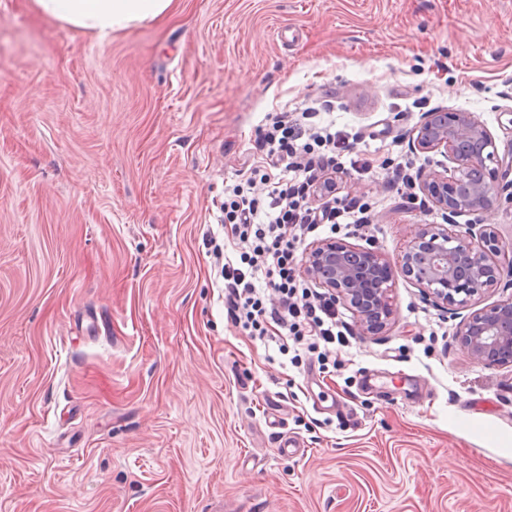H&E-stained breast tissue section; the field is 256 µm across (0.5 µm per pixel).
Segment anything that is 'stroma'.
Returning a JSON list of instances; mask_svg holds the SVG:
<instances>
[{
    "label": "stroma",
    "instance_id": "obj_1",
    "mask_svg": "<svg viewBox=\"0 0 512 512\" xmlns=\"http://www.w3.org/2000/svg\"><path fill=\"white\" fill-rule=\"evenodd\" d=\"M327 94L373 218L315 236L397 258L443 221L385 189L446 166L424 112L512 146V0H175L102 42L0 0V512H512V368L421 288L322 363L227 312L224 188Z\"/></svg>",
    "mask_w": 512,
    "mask_h": 512
}]
</instances>
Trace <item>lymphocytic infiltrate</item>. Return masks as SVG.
<instances>
[{
    "label": "lymphocytic infiltrate",
    "instance_id": "1",
    "mask_svg": "<svg viewBox=\"0 0 512 512\" xmlns=\"http://www.w3.org/2000/svg\"><path fill=\"white\" fill-rule=\"evenodd\" d=\"M317 108L280 115L263 131L260 165L224 194V221L249 242L240 264L224 265V294L236 322L280 351L319 339L345 345L334 299L298 280V252L309 233L343 221L364 224L368 208L354 198L337 200L336 154L343 140L313 129Z\"/></svg>",
    "mask_w": 512,
    "mask_h": 512
}]
</instances>
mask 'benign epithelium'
<instances>
[{
    "label": "benign epithelium",
    "instance_id": "benign-epithelium-1",
    "mask_svg": "<svg viewBox=\"0 0 512 512\" xmlns=\"http://www.w3.org/2000/svg\"><path fill=\"white\" fill-rule=\"evenodd\" d=\"M411 141L448 159L443 171L419 178L420 190L448 223L421 225L395 262L376 248L315 240L306 248L302 275L354 312L362 336L392 320V291L402 276L460 319L458 342L473 360L489 369L512 367V294L474 308L486 293L512 288V240L482 222L494 203H512V183L489 167L512 171V159L499 156L493 135L470 112H425ZM463 215L470 220L461 224Z\"/></svg>",
    "mask_w": 512,
    "mask_h": 512
}]
</instances>
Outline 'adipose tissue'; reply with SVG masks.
Returning a JSON list of instances; mask_svg holds the SVG:
<instances>
[{"mask_svg": "<svg viewBox=\"0 0 512 512\" xmlns=\"http://www.w3.org/2000/svg\"><path fill=\"white\" fill-rule=\"evenodd\" d=\"M173 0H34L38 12L68 26L111 37L131 24L167 13Z\"/></svg>", "mask_w": 512, "mask_h": 512, "instance_id": "1", "label": "adipose tissue"}]
</instances>
